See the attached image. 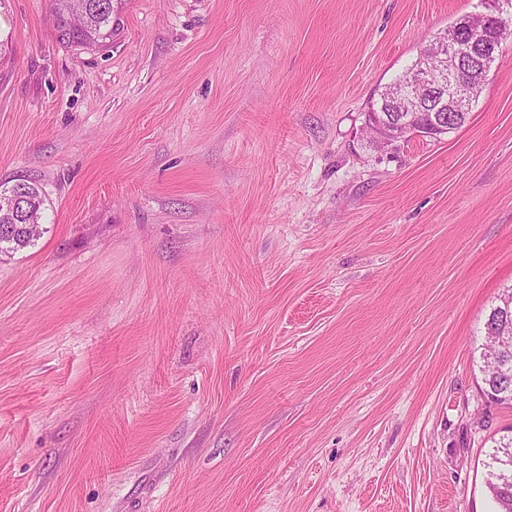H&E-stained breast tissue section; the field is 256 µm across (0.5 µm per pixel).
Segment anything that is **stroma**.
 <instances>
[{
  "label": "stroma",
  "instance_id": "stroma-1",
  "mask_svg": "<svg viewBox=\"0 0 512 512\" xmlns=\"http://www.w3.org/2000/svg\"><path fill=\"white\" fill-rule=\"evenodd\" d=\"M478 0H126L109 46L0 0V512H496L512 37L468 122L364 114ZM27 181L29 189V195L32 198V202L29 203L27 210L20 215L19 218L15 217V220L10 219L7 222L5 220L4 224H0V240L9 239L12 236H15L17 233H21L22 231L28 230L27 224H42V206L44 205V199L40 193V189L38 186L28 180ZM11 223V224H7ZM512 292L511 288L504 289L503 292L499 295L498 304L493 305L490 308V311L486 317L485 323H484V336L486 335H494L491 336L494 342V346L497 351V358L495 361L489 366V368L492 369L494 373V378L501 382L506 383L508 380V374L505 370V357L506 354H508L512 348V336H507L504 333H500L497 329H492L489 332L486 333V323L491 322H502L505 323L504 317L505 315L499 316V299L503 296H506ZM504 321V322H503Z\"/></svg>",
  "mask_w": 512,
  "mask_h": 512
}]
</instances>
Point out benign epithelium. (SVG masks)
Returning a JSON list of instances; mask_svg holds the SVG:
<instances>
[{
	"mask_svg": "<svg viewBox=\"0 0 512 512\" xmlns=\"http://www.w3.org/2000/svg\"><path fill=\"white\" fill-rule=\"evenodd\" d=\"M486 11L471 13L462 21H455L431 40L430 54L440 63L437 83L421 93L422 84L406 78L391 84L382 107L395 113L389 122L378 114L367 116L364 126L370 132L377 147L393 148L412 137L422 136L426 129L418 126L427 106H433V118L429 129L446 132L448 125L458 121L457 112L470 109L473 102L472 82L487 76L496 59L497 40H487L485 31L493 25L496 33L512 23V0H483ZM492 335L497 358L490 365L495 379L508 380L505 370L506 354L512 351V336L496 329Z\"/></svg>",
	"mask_w": 512,
	"mask_h": 512,
	"instance_id": "1",
	"label": "benign epithelium"
}]
</instances>
